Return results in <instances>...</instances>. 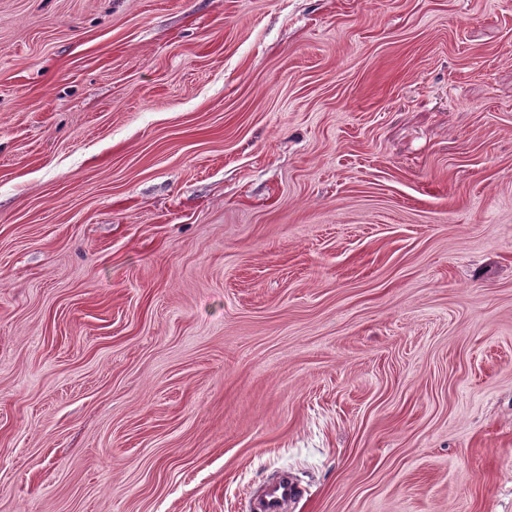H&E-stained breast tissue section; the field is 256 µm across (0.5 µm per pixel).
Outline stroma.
<instances>
[{"label": "stroma", "mask_w": 512, "mask_h": 512, "mask_svg": "<svg viewBox=\"0 0 512 512\" xmlns=\"http://www.w3.org/2000/svg\"><path fill=\"white\" fill-rule=\"evenodd\" d=\"M512 512V0H0V512ZM301 495V488L285 476L277 483L266 486L261 507L264 512H286L288 506L295 503Z\"/></svg>", "instance_id": "35a3bbf8"}]
</instances>
